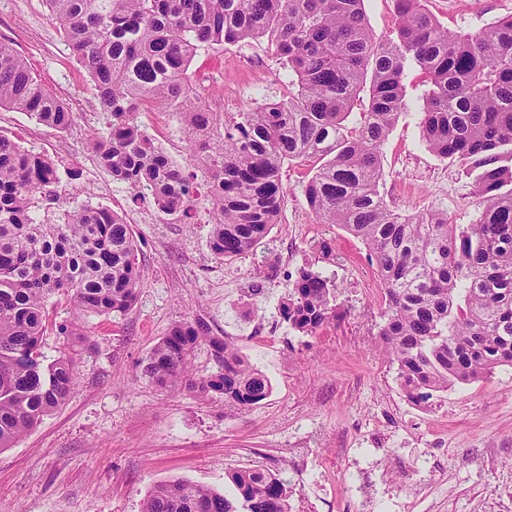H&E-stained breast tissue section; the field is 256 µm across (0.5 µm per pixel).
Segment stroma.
Wrapping results in <instances>:
<instances>
[{
	"label": "stroma",
	"instance_id": "35a3bbf8",
	"mask_svg": "<svg viewBox=\"0 0 512 512\" xmlns=\"http://www.w3.org/2000/svg\"><path fill=\"white\" fill-rule=\"evenodd\" d=\"M425 7L461 33L512 14V0H426ZM0 41L11 43L73 112L59 133L0 108V134L50 157L72 205L126 218L144 277L135 305L114 317L80 318L64 298H50L54 329L43 350L72 356L76 384L14 447L0 450V512H141L155 484L185 478L229 493L228 473L254 466L288 477L292 512H367L379 499L405 512H512V368L455 385L427 407L406 399L378 334L386 311L382 281L361 241L310 210L311 162L284 164L279 224L249 253L217 259L208 246L206 195L189 219L172 218L101 164L90 135L107 132L110 117L44 0H0ZM189 77L213 112L238 86L244 112L288 92V73L264 41L203 48ZM406 84L410 107L382 147L381 194L403 215L440 211L449 223H476L471 178L422 140L419 71H409ZM139 119L184 173L202 177L175 113ZM304 266L333 280L344 313L312 335L292 330L279 314ZM76 320L92 349L68 348L56 333ZM197 320L231 338L270 379L272 391L259 405L233 414L222 403L142 378L150 350L176 323ZM363 468L375 485L347 501L345 485Z\"/></svg>",
	"mask_w": 512,
	"mask_h": 512
}]
</instances>
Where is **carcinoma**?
I'll return each mask as SVG.
<instances>
[{"mask_svg":"<svg viewBox=\"0 0 512 512\" xmlns=\"http://www.w3.org/2000/svg\"><path fill=\"white\" fill-rule=\"evenodd\" d=\"M94 82L109 132L95 139L112 177L148 192L167 216L186 217L198 194L144 134L146 107L177 114L203 159L213 214L212 254L232 259L265 238L281 213L282 165L313 160L307 203L323 224L360 239L384 284L380 331L400 386L415 404L455 383L512 366V14L486 29L451 33L424 0H394L396 23L375 41L364 0H45ZM268 40L288 71V95L252 112L219 114L186 95L187 72L209 45ZM420 71L422 138L473 177L475 224L435 212L404 217L380 192L381 149L407 109L408 71ZM368 109L353 124L354 101ZM0 107L58 132L69 107L17 52L0 43ZM49 159L0 136V449L13 447L69 396L71 357L42 351L46 302L63 296L79 314H122L143 286L126 221L92 206L65 209ZM313 334L336 320L335 288L299 271L280 308ZM209 352L196 375L192 359ZM160 389L182 387L233 413L260 404L268 377L203 321L174 325L141 365ZM232 496L176 478L154 486L142 512H290L288 482L262 468L228 474Z\"/></svg>","mask_w":512,"mask_h":512,"instance_id":"carcinoma-1","label":"carcinoma"}]
</instances>
